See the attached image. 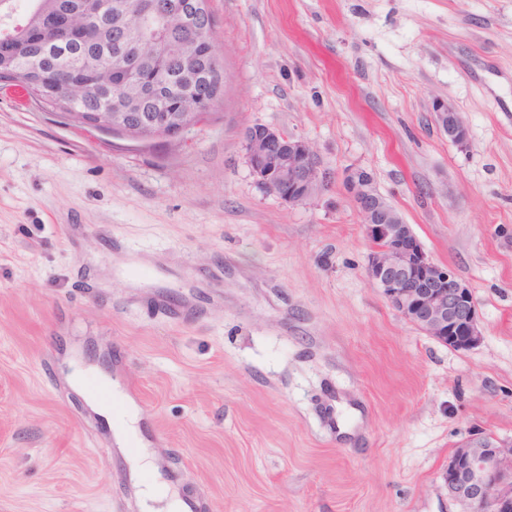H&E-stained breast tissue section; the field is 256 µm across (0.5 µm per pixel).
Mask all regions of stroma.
Masks as SVG:
<instances>
[{
	"instance_id": "1",
	"label": "stroma",
	"mask_w": 512,
	"mask_h": 512,
	"mask_svg": "<svg viewBox=\"0 0 512 512\" xmlns=\"http://www.w3.org/2000/svg\"><path fill=\"white\" fill-rule=\"evenodd\" d=\"M211 8L224 102L176 147L0 85V512H119L144 446L209 512H461L451 453L512 438V0ZM255 124L311 143L307 204L253 177ZM352 168L468 285L479 347L369 281ZM73 361L103 373L73 386ZM108 380L113 418L140 411L124 447L89 403ZM435 108L436 112H439L438 116L441 127L448 134V138L460 141L461 145L465 144L467 133L460 113L449 103L437 102Z\"/></svg>"
}]
</instances>
